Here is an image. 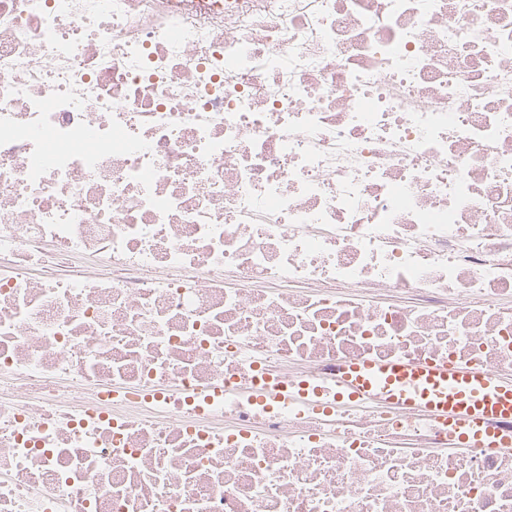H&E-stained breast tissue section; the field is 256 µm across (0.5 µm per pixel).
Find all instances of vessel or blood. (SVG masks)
I'll use <instances>...</instances> for the list:
<instances>
[{"mask_svg": "<svg viewBox=\"0 0 512 512\" xmlns=\"http://www.w3.org/2000/svg\"><path fill=\"white\" fill-rule=\"evenodd\" d=\"M337 402L363 406L376 401L448 426L452 447L478 444L488 452L512 451V432L491 425L512 421V375L472 365L361 361L338 372Z\"/></svg>", "mask_w": 512, "mask_h": 512, "instance_id": "obj_1", "label": "vessel or blood"}]
</instances>
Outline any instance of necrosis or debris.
Listing matches in <instances>:
<instances>
[{"label": "necrosis or debris", "instance_id": "obj_1", "mask_svg": "<svg viewBox=\"0 0 512 512\" xmlns=\"http://www.w3.org/2000/svg\"><path fill=\"white\" fill-rule=\"evenodd\" d=\"M357 358L512 372V0H0V512H512Z\"/></svg>", "mask_w": 512, "mask_h": 512}]
</instances>
